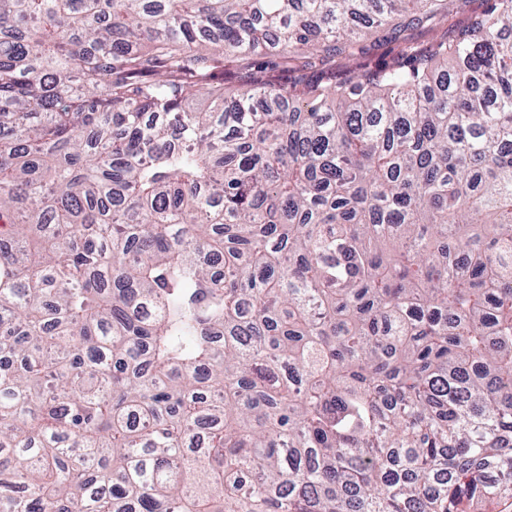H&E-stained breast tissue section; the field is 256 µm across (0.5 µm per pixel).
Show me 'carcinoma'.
<instances>
[{
    "instance_id": "cac0c4a2",
    "label": "carcinoma",
    "mask_w": 512,
    "mask_h": 512,
    "mask_svg": "<svg viewBox=\"0 0 512 512\" xmlns=\"http://www.w3.org/2000/svg\"><path fill=\"white\" fill-rule=\"evenodd\" d=\"M0 0V512L512 496V0ZM488 5L485 0H469L466 6L450 12L447 18L437 21L428 28L408 30L399 41L393 43L376 42L374 35L363 36V53L351 58L336 57L322 67L323 72L320 75L340 82L349 78L355 79L382 65H392L402 54H428L436 41L451 37L457 29L467 23L472 12H480Z\"/></svg>"
}]
</instances>
